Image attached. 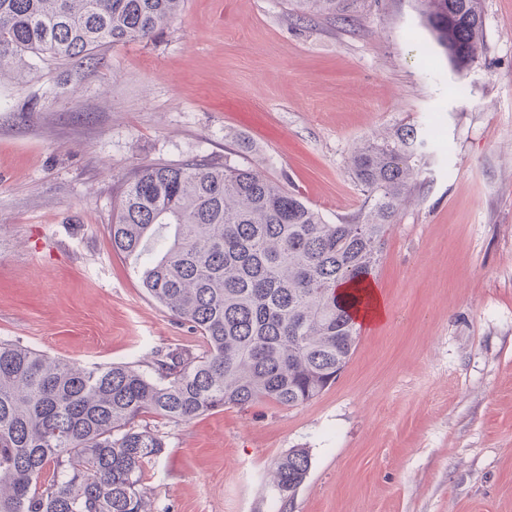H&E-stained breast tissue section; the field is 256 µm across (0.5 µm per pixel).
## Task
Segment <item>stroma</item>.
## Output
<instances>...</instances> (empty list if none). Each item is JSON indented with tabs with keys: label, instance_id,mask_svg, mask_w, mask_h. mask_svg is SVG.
<instances>
[{
	"label": "stroma",
	"instance_id": "1",
	"mask_svg": "<svg viewBox=\"0 0 512 512\" xmlns=\"http://www.w3.org/2000/svg\"><path fill=\"white\" fill-rule=\"evenodd\" d=\"M483 9L463 72L414 0L304 23L289 0H185L82 74L31 57L0 77V339L84 366L203 349L112 248L134 168L230 152L332 222L366 205L353 143L401 124L437 142L373 278L385 321L303 405L145 416L166 443L154 512H512V0ZM294 448L310 470L285 504L272 473Z\"/></svg>",
	"mask_w": 512,
	"mask_h": 512
}]
</instances>
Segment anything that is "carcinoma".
I'll list each match as a JSON object with an SVG mask.
<instances>
[{"label": "carcinoma", "instance_id": "carcinoma-1", "mask_svg": "<svg viewBox=\"0 0 512 512\" xmlns=\"http://www.w3.org/2000/svg\"><path fill=\"white\" fill-rule=\"evenodd\" d=\"M184 0H0V74L25 55L61 65L107 45L152 39ZM354 0H290L296 21L344 20ZM458 71L484 54L482 0H416ZM431 135L410 125L354 143L349 173L364 210L329 223L296 190L224 157L141 166L122 182L112 249L144 260L147 294L205 340L156 349L149 370L86 368L0 340V512H152L142 490L165 442L140 424L190 421L259 401L294 407L335 383L351 358L358 298L341 293L380 265L385 237L412 202ZM165 233L163 249L151 242ZM309 471L295 448L273 483L292 500Z\"/></svg>", "mask_w": 512, "mask_h": 512}]
</instances>
